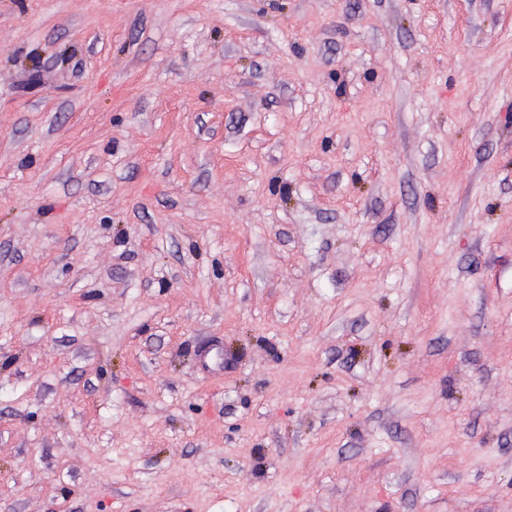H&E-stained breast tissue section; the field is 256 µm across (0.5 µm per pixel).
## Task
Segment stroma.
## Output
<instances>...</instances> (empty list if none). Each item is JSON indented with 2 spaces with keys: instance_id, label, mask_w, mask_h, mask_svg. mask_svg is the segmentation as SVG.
I'll use <instances>...</instances> for the list:
<instances>
[{
  "instance_id": "35a3bbf8",
  "label": "stroma",
  "mask_w": 512,
  "mask_h": 512,
  "mask_svg": "<svg viewBox=\"0 0 512 512\" xmlns=\"http://www.w3.org/2000/svg\"><path fill=\"white\" fill-rule=\"evenodd\" d=\"M0 512H512V0H0Z\"/></svg>"
}]
</instances>
